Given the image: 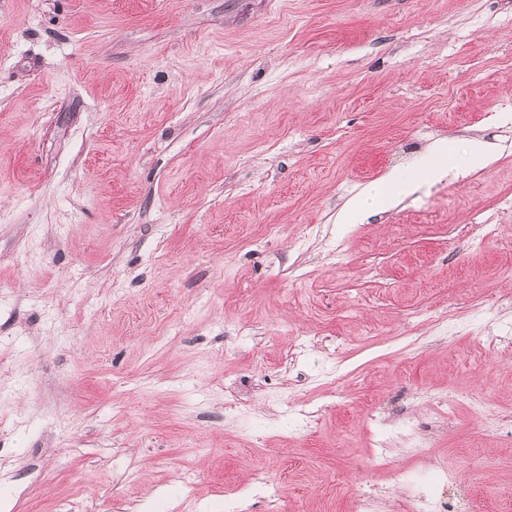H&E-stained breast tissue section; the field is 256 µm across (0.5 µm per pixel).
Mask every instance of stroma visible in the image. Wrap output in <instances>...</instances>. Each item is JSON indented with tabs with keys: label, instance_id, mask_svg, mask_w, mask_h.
I'll list each match as a JSON object with an SVG mask.
<instances>
[{
	"label": "stroma",
	"instance_id": "1",
	"mask_svg": "<svg viewBox=\"0 0 512 512\" xmlns=\"http://www.w3.org/2000/svg\"><path fill=\"white\" fill-rule=\"evenodd\" d=\"M509 193L512 0H0V512H352L408 415L395 473L512 512ZM448 147L444 143H434L421 158L423 172L433 180L440 179L445 174ZM418 188L413 176L389 173L368 185L361 193L355 214L380 213L392 207L399 197L412 194ZM467 405L473 413L487 419L495 418L500 412L495 399L483 390L471 393L467 399ZM399 429L411 436L413 448H409V450L412 455H421L428 440L427 435L421 433V422L412 418L402 419L399 423Z\"/></svg>",
	"mask_w": 512,
	"mask_h": 512
}]
</instances>
